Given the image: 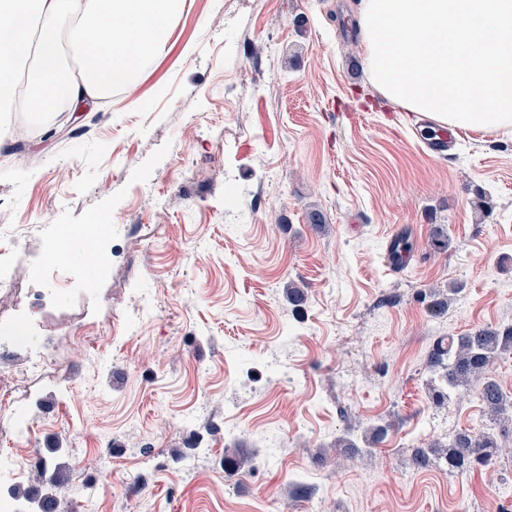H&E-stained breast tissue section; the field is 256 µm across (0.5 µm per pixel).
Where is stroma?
<instances>
[{
	"mask_svg": "<svg viewBox=\"0 0 512 512\" xmlns=\"http://www.w3.org/2000/svg\"><path fill=\"white\" fill-rule=\"evenodd\" d=\"M358 3L185 0L135 90L80 132L45 140L65 113L0 144V267L57 294L30 315L56 363L14 384L30 436H0L48 463L19 493L62 512H512V455L453 472L443 454L490 427L481 402L428 383L437 338L512 324V128L431 153L366 77ZM90 224L121 261L94 260ZM395 235L415 255L398 271Z\"/></svg>",
	"mask_w": 512,
	"mask_h": 512,
	"instance_id": "obj_1",
	"label": "stroma"
}]
</instances>
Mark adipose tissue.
<instances>
[{
    "label": "adipose tissue",
    "mask_w": 512,
    "mask_h": 512,
    "mask_svg": "<svg viewBox=\"0 0 512 512\" xmlns=\"http://www.w3.org/2000/svg\"><path fill=\"white\" fill-rule=\"evenodd\" d=\"M183 0H0V112L26 84L45 119L133 89L160 58Z\"/></svg>",
    "instance_id": "adipose-tissue-1"
}]
</instances>
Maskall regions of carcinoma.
I'll return each mask as SVG.
<instances>
[{
	"instance_id": "1",
	"label": "carcinoma",
	"mask_w": 512,
	"mask_h": 512,
	"mask_svg": "<svg viewBox=\"0 0 512 512\" xmlns=\"http://www.w3.org/2000/svg\"><path fill=\"white\" fill-rule=\"evenodd\" d=\"M512 351V326L476 327L467 333L439 341L430 357V367L448 364L446 371L431 381L434 392L456 396L460 399L469 395L470 383L482 381L476 390L490 419L501 426V432L509 433L512 423V398L503 392L493 375V367L501 354ZM497 447L493 433L468 431L456 435L448 447V467L462 471L472 463H480L488 452Z\"/></svg>"
}]
</instances>
